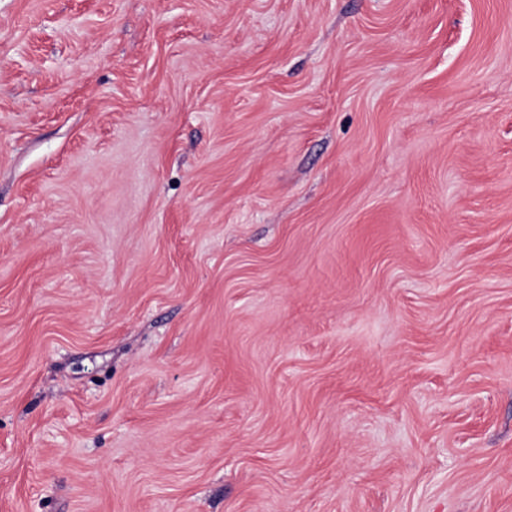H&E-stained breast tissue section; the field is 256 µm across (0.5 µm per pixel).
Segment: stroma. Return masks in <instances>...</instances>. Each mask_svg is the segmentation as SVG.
Masks as SVG:
<instances>
[{"instance_id": "stroma-1", "label": "stroma", "mask_w": 512, "mask_h": 512, "mask_svg": "<svg viewBox=\"0 0 512 512\" xmlns=\"http://www.w3.org/2000/svg\"><path fill=\"white\" fill-rule=\"evenodd\" d=\"M0 512H512V0H0Z\"/></svg>"}]
</instances>
